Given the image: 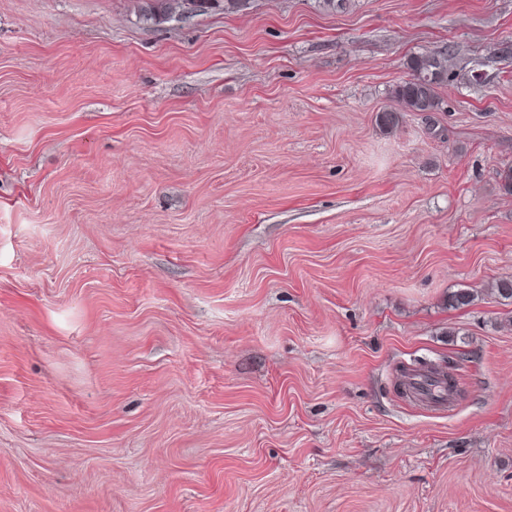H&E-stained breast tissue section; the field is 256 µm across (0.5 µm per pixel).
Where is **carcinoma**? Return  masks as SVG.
Segmentation results:
<instances>
[{
    "instance_id": "cac0c4a2",
    "label": "carcinoma",
    "mask_w": 512,
    "mask_h": 512,
    "mask_svg": "<svg viewBox=\"0 0 512 512\" xmlns=\"http://www.w3.org/2000/svg\"><path fill=\"white\" fill-rule=\"evenodd\" d=\"M180 6L173 0H146L138 5L141 17L146 21H155L162 17L173 18ZM452 56L444 51H431L411 57L407 63L411 78L401 82L394 89L397 106L385 109L376 116L377 124L392 130L400 124L405 112H431L438 105L437 89L448 80V63ZM423 381L407 382V387L421 391L432 401L439 399L433 393V387L439 381L422 374Z\"/></svg>"
}]
</instances>
